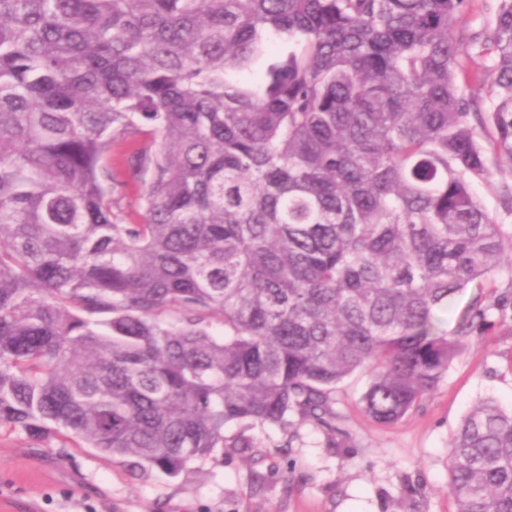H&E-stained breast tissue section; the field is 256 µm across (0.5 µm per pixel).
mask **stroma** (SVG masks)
<instances>
[{"mask_svg": "<svg viewBox=\"0 0 512 512\" xmlns=\"http://www.w3.org/2000/svg\"><path fill=\"white\" fill-rule=\"evenodd\" d=\"M145 138L116 147L125 224L139 221V174L126 160ZM368 378L336 389L335 431L268 427L264 445L192 463L170 479L134 477L94 448H64L25 433H0V512H454L448 451L464 415L491 398L512 409V325L471 337L439 387L391 426L362 410Z\"/></svg>", "mask_w": 512, "mask_h": 512, "instance_id": "stroma-1", "label": "stroma"}]
</instances>
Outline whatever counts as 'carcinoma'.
Segmentation results:
<instances>
[{"label":"carcinoma","mask_w":512,"mask_h":512,"mask_svg":"<svg viewBox=\"0 0 512 512\" xmlns=\"http://www.w3.org/2000/svg\"><path fill=\"white\" fill-rule=\"evenodd\" d=\"M498 2L464 38L472 0H0V431L177 478L334 429L358 371L382 425L433 393L512 321V181L494 214L473 191L512 176ZM448 477L455 512H512V411L464 416ZM148 144L149 142L145 137L128 138L126 143L117 146L115 149V163L118 166L116 169L118 178L124 182V186L121 187L122 199L119 203V209L117 210L122 224H138L139 222L135 198L141 186L140 175L133 172L132 169H128L126 159L133 152Z\"/></svg>","instance_id":"1"}]
</instances>
